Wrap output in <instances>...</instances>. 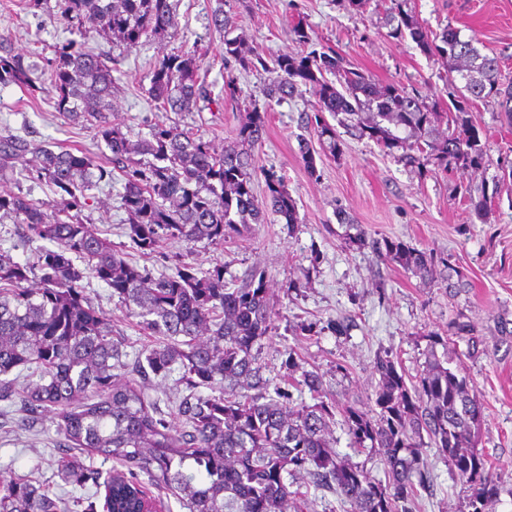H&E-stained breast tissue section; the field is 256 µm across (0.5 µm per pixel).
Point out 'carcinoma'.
I'll return each instance as SVG.
<instances>
[{
	"instance_id": "obj_1",
	"label": "carcinoma",
	"mask_w": 512,
	"mask_h": 512,
	"mask_svg": "<svg viewBox=\"0 0 512 512\" xmlns=\"http://www.w3.org/2000/svg\"><path fill=\"white\" fill-rule=\"evenodd\" d=\"M391 3L388 36H408L423 54L448 57L464 82L444 116L437 101L397 84H376L346 67L339 52L311 47L301 21L293 27L300 51L277 57L271 67L240 38H224V68L273 74L266 91L270 100L305 88L318 111L316 136L335 156L342 143L322 112L353 119L355 136L374 142L421 177L450 166L484 167L486 151L470 103L500 97L512 115V86L501 87L498 58L482 54L476 39L465 40L453 29L433 36L407 0ZM57 6L72 21H95L124 51L148 35L178 27L171 0H57ZM198 71L195 51L166 53L150 71L147 93L167 112H190L204 95ZM0 85L35 89L24 56L2 38ZM113 88L112 67L103 54L75 40L55 47L50 92L56 109L74 121L97 124L111 150L112 168L123 174L128 236L142 253H154L164 239L222 243L239 237L250 225L263 223L267 207L286 224L299 223L296 201L275 171L264 172V203L254 194V149L266 135L267 112L252 106L221 153L193 131L163 121L135 143L109 120ZM35 154L37 176L60 194L58 211L50 213L11 192L0 193V211L15 214L56 249L41 252L33 264L0 253V401L18 397L32 416L46 407L56 410L68 450L58 472L64 483L104 490L110 512H139L145 495L140 472L172 491L189 512H302L304 503L288 479L306 472L317 487L335 493L346 512H412L420 450L433 447L466 489V512H487L498 500L501 479L478 449L483 409L450 351L455 338L466 343L469 356L487 350L469 323L452 322L446 338L427 336L423 369L414 382L406 381L391 353L379 357L375 414L354 405L342 408L350 447L382 454L385 479H376L333 449L328 435L335 407L320 399L293 408L289 392H269L270 379L254 352L272 324L264 271L251 270L236 288L224 283L222 266L201 277L189 265L152 277L80 218L85 191L108 175L105 167L80 150L42 145ZM138 154L154 162L143 167L134 159ZM301 159L308 176L318 178L306 143ZM17 160V143L0 139V170ZM463 196L473 215L486 216L487 191L474 195L466 189ZM378 256L424 282L433 280L434 260L423 249L385 238ZM87 274L111 288L147 333L172 339L145 350L133 372L142 379L162 378L173 365L181 367L188 394L180 399L177 415L187 430H174L134 381L118 379L115 370L124 367L126 353L112 336L110 319L85 295ZM34 281L38 287H27ZM31 366L40 370L39 381L20 391L9 375ZM199 387L209 393L197 392ZM94 456L114 460L127 472H103L85 463ZM0 512H61V505L42 486L0 468Z\"/></svg>"
}]
</instances>
